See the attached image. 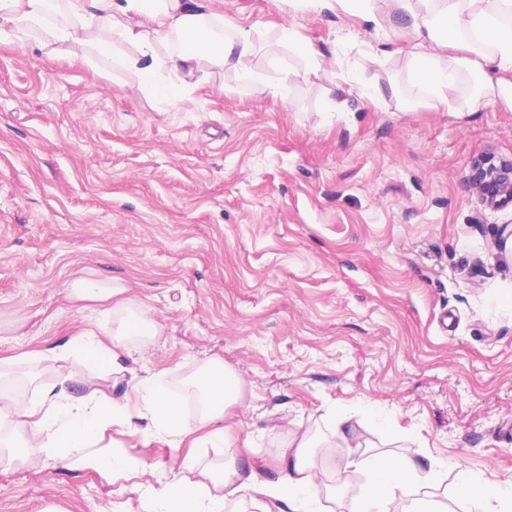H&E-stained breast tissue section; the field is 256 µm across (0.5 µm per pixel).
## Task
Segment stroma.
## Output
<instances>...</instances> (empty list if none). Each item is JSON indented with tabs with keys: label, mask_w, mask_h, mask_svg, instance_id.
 <instances>
[{
	"label": "stroma",
	"mask_w": 512,
	"mask_h": 512,
	"mask_svg": "<svg viewBox=\"0 0 512 512\" xmlns=\"http://www.w3.org/2000/svg\"><path fill=\"white\" fill-rule=\"evenodd\" d=\"M258 33L252 64L281 52L280 26L324 54L326 74L287 101L204 64L171 104L134 75L99 72L71 45L47 58L35 41L0 44V391L22 403L56 387L130 399L95 453L131 460L102 471L28 447V427L0 421L14 456L0 467V512H146L183 474L247 450L275 464L308 429L314 461L337 452L332 412L359 421L372 451L454 476L457 466L512 484V204L484 207L472 162L512 160V103L481 98L512 83L495 66L465 74L456 107L420 96L402 24L369 33L345 13L290 0H210ZM349 68L397 94L325 112ZM85 277L124 288L156 325L131 337L128 369L72 346L110 330L111 302L73 298ZM242 379L230 447L189 449L148 430L133 377L186 389L210 359Z\"/></svg>",
	"instance_id": "1"
}]
</instances>
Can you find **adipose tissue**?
I'll return each instance as SVG.
<instances>
[{
  "mask_svg": "<svg viewBox=\"0 0 512 512\" xmlns=\"http://www.w3.org/2000/svg\"><path fill=\"white\" fill-rule=\"evenodd\" d=\"M308 9H337L360 17L374 30L393 24L403 16L411 20L414 44L410 51L411 71L423 95L450 105L463 72L483 71L485 64L512 70V0H295ZM46 0H0V16L13 25L16 40L37 33L41 47L53 50L72 43L89 47L95 67L104 73L115 68L133 72L141 88L173 103L182 96L188 77L209 62L234 70L246 86L287 99L291 85L321 78L322 53L317 46L291 26L277 32L280 46L301 59L297 68L282 70L270 79L256 70L252 59L257 52L254 29L225 23L222 40L213 41L203 33L210 18L205 0H67L68 16L47 22ZM179 38L182 47L162 56L158 45ZM78 298L89 301L115 300L123 316L112 331L111 343H104L94 331H86L81 343L84 355L116 368L128 353L126 339L155 333L146 311H130L127 301L118 299L117 289L79 280L74 284ZM207 384L206 397L195 425L184 420L181 398L161 384L136 385L142 393L145 415L153 431L185 440L194 427L206 428V444L224 447L227 438L217 428L228 408L236 404L242 386L235 371L213 360L201 370ZM125 403L106 400L92 390L81 396L51 394L28 406L0 396V419L30 418L33 441L57 448L62 460L78 459L102 470L126 467L121 457L90 454L99 432L127 417ZM287 440L272 473L233 458L222 472L203 473L201 479L183 480L151 499L147 512H224L226 503L251 501L260 512H316L313 493L327 476H334L341 493L351 494L350 512H390L396 495L411 496L440 484L443 473L436 467L422 468L414 459L388 453H366L365 438L358 434L349 416L330 422V433L341 443L340 456L322 466L311 464L313 439L309 432L277 428ZM454 498L467 505V512H512V490L476 477L459 468L452 487Z\"/></svg>",
  "mask_w": 512,
  "mask_h": 512,
  "instance_id": "adipose-tissue-1",
  "label": "adipose tissue"
}]
</instances>
